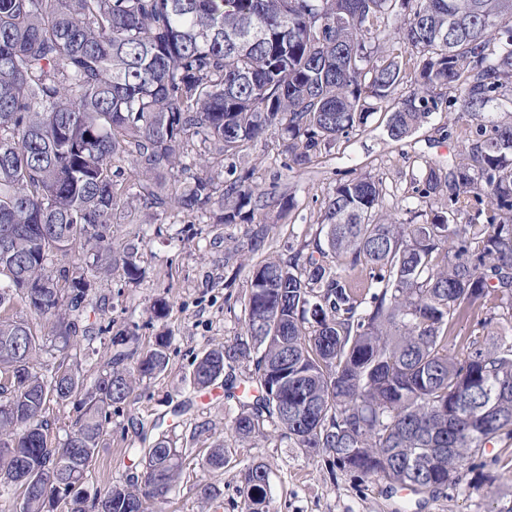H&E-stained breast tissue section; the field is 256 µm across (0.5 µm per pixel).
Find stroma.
I'll return each mask as SVG.
<instances>
[{
    "label": "stroma",
    "instance_id": "stroma-1",
    "mask_svg": "<svg viewBox=\"0 0 512 512\" xmlns=\"http://www.w3.org/2000/svg\"><path fill=\"white\" fill-rule=\"evenodd\" d=\"M387 119V113H372L304 168L287 167L286 141L272 130L239 156L213 150L168 179L185 182L208 173L224 181L231 168L253 169L258 190L292 203L280 221L272 207L255 213L256 222L269 227L273 254L287 261L318 234L324 202L339 181L363 173L382 180L385 211L402 219L429 210L414 192L412 178L426 163L444 167L461 159L458 132L466 119L458 109L440 110L401 141L388 136ZM246 231L243 224L217 223L211 214L191 217L173 207L161 212L140 204L113 225L115 246L135 249L143 276L136 283L119 272L91 278L88 298L97 308L87 324L98 334L91 342L71 339L66 353L77 356L90 376L113 354L117 331L134 334L142 349L159 335L169 336L170 345L165 369L143 379L126 402L112 408L84 492L91 495L139 475V449L163 437L182 450V470L176 488L167 499L149 502V512H241L243 474L255 462L268 468L270 512H494L499 499L512 500V439L504 437L473 449L458 484L416 493L340 468L332 455L297 447L270 426L249 440L231 432L252 361L233 363L228 380L201 391L193 389L190 378L206 350L230 345L246 331L249 269L263 258L243 249ZM159 299L168 304L162 319L151 314ZM218 446L224 449V467L214 470L206 460ZM208 489L214 501L205 499Z\"/></svg>",
    "mask_w": 512,
    "mask_h": 512
}]
</instances>
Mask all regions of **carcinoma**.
Listing matches in <instances>:
<instances>
[{
  "label": "carcinoma",
  "mask_w": 512,
  "mask_h": 512,
  "mask_svg": "<svg viewBox=\"0 0 512 512\" xmlns=\"http://www.w3.org/2000/svg\"><path fill=\"white\" fill-rule=\"evenodd\" d=\"M445 103L469 118L471 162L422 170L415 192L440 206L404 222L383 211L382 181L338 183L307 256L250 271L248 340L206 351L191 377L203 390L251 359L237 437L272 424L392 489H445L472 449L512 438V338L472 340L462 359L448 348L488 297L512 309V0H0V484L27 474L24 512L62 497L69 512H145L179 478L180 451L159 439L139 478L81 489L110 408L164 369L166 337L115 351L89 383L76 361L35 370L87 332V273L142 276L135 252L112 249L126 195L114 156H133L143 204L203 215L214 176L169 197L151 185L193 141L235 156L277 128L301 167L371 110L401 141ZM493 104L504 118L486 116ZM230 176L217 221L249 223L266 207L253 171ZM246 236L264 249L267 225ZM75 244L83 260L54 278L50 258ZM17 297L44 324L10 317ZM73 398L79 418L55 447L46 411ZM267 487L266 467H248L242 512H269Z\"/></svg>",
  "instance_id": "1"
}]
</instances>
